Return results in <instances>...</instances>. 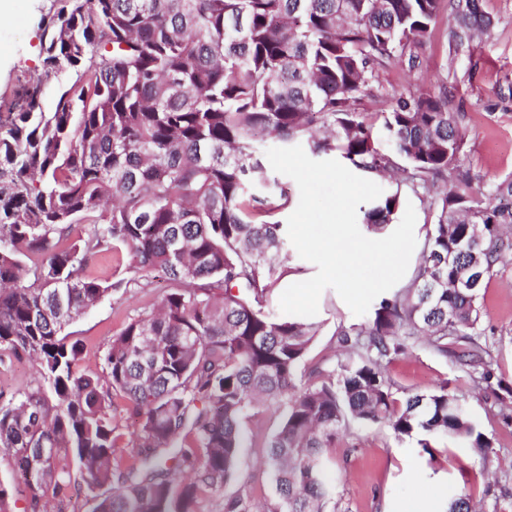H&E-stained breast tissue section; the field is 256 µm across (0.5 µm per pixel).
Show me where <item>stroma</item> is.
<instances>
[{
	"mask_svg": "<svg viewBox=\"0 0 512 512\" xmlns=\"http://www.w3.org/2000/svg\"><path fill=\"white\" fill-rule=\"evenodd\" d=\"M51 0H11L0 19V114L14 111L26 81L43 71L38 22ZM494 26L481 38L458 47L448 43V19L440 17L434 31L417 51L416 67L396 60L378 73L380 97H363L359 111L378 112L381 96L418 94L447 84L450 108L460 114L465 142L463 166L486 187L512 174V0H483ZM167 289L162 276L140 292L115 290L88 309L69 327L82 344V365L100 371L102 358L113 338L131 317L156 310ZM484 334L480 341L492 351L494 369L512 384V263L501 267L488 282L480 300ZM323 328L313 341L307 364L333 357L338 326L358 323L333 289H325L316 315ZM386 374L403 391L423 393L448 381L455 393L466 397L473 415L495 436L487 466L473 454L460 453L452 440L439 441L433 455L417 452L416 440L397 439L384 425L339 432L334 454L344 469L338 488L343 512H403L408 501L429 496L431 484L444 482L448 492L469 491L480 512H512V425H504L501 404L490 392H475L452 358L436 356L423 343L410 354L387 365ZM37 365L25 355L0 357V390L19 393L35 387ZM281 412L258 407L244 419L253 440L240 459L242 470L253 473L262 491L272 481L260 465L265 446L277 430Z\"/></svg>",
	"mask_w": 512,
	"mask_h": 512,
	"instance_id": "1",
	"label": "stroma"
}]
</instances>
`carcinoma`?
Instances as JSON below:
<instances>
[{
	"instance_id": "carcinoma-1",
	"label": "carcinoma",
	"mask_w": 512,
	"mask_h": 512,
	"mask_svg": "<svg viewBox=\"0 0 512 512\" xmlns=\"http://www.w3.org/2000/svg\"><path fill=\"white\" fill-rule=\"evenodd\" d=\"M459 46L488 32L482 0H53L42 15L43 75L0 119V352L37 361L41 382L0 392V450L18 460L32 508L63 503L71 462L93 512H197L228 485L224 512H340L336 435L384 423L422 451L449 438L486 465L495 438L442 382L399 398L384 366L422 342L454 358L477 392L502 388L478 337L481 290L506 264L512 175L474 189L448 91L397 98L376 113L391 149L357 103L377 72L430 36L443 3ZM58 79L53 110L45 83ZM303 143L385 178L402 171L436 223L413 278L359 325L336 331L342 355L298 367L322 324L278 311L288 195L271 193L256 143ZM401 187L362 210L388 231ZM127 251V276L87 275L106 250ZM169 281L157 312L112 338L102 374L80 369L64 333L116 288ZM123 399L138 419L126 434ZM283 407L263 460L272 490L255 503L240 470L241 426L260 404ZM140 452L116 458L124 436ZM447 512H476L455 494Z\"/></svg>"
}]
</instances>
